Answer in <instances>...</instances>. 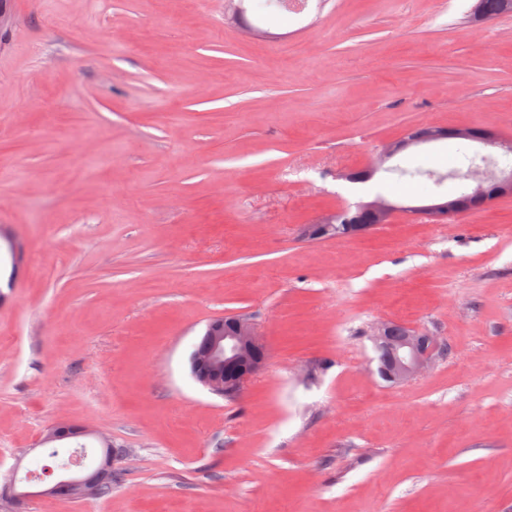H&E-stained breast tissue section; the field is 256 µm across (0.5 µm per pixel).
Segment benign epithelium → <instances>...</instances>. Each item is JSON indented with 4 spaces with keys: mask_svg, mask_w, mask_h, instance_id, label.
<instances>
[{
    "mask_svg": "<svg viewBox=\"0 0 512 512\" xmlns=\"http://www.w3.org/2000/svg\"><path fill=\"white\" fill-rule=\"evenodd\" d=\"M453 136L495 145L503 149L504 154L512 155V139H503L488 128L456 127ZM446 138L448 132L442 127L419 126L407 133L403 139L385 144L369 170L374 173L384 168L390 158L409 146ZM467 180L473 183L470 191L451 198L441 197L424 206H398L381 197L361 199L351 207L345 222L352 225L356 234L388 223L397 211L426 213L436 221L444 223L461 213L485 207L499 198L512 196V165L507 170L498 168L490 176L483 171H474L467 176ZM390 332L391 326L382 324L375 329L372 336L376 347H386L393 352L392 360L385 369V377L395 383H404L424 374L433 363L439 343L407 328L405 336L391 344L388 342ZM204 339L203 346L193 349L190 364L199 383L213 394L239 393L263 367L264 361L253 357L252 351L264 346V342L255 325L246 317L230 320L219 317L212 320ZM63 483L71 489L73 499L94 497L97 494V484L93 479L65 474L42 490L15 489L13 495L17 499L38 495L54 496Z\"/></svg>",
    "mask_w": 512,
    "mask_h": 512,
    "instance_id": "obj_1",
    "label": "benign epithelium"
}]
</instances>
